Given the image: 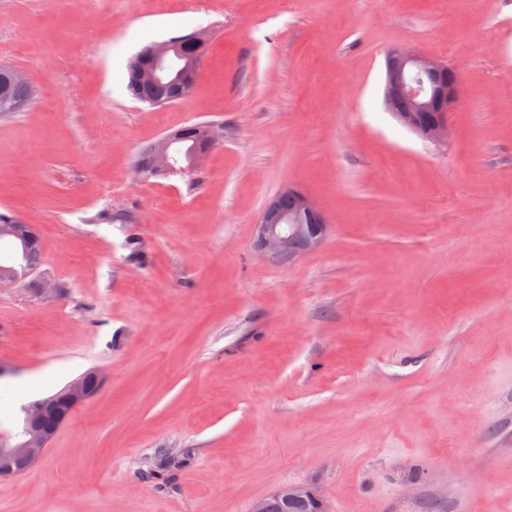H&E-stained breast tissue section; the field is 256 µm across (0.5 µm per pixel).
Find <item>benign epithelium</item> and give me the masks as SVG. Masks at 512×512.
<instances>
[{
    "mask_svg": "<svg viewBox=\"0 0 512 512\" xmlns=\"http://www.w3.org/2000/svg\"><path fill=\"white\" fill-rule=\"evenodd\" d=\"M208 33L198 30L192 35L195 52L182 53L178 42L165 40L155 43L147 64L141 72L142 81L149 84H166L176 93L195 86ZM396 76L384 85V102L389 112L421 140L441 143L450 135L449 113L459 103L461 80L458 71L446 62L416 52L412 49L394 48L387 57ZM209 146L219 143L222 127L216 124L196 126ZM180 138L172 133L160 137L156 146L157 169L189 172L203 160L204 154L191 149L188 163L177 168L171 161L173 145ZM288 194L296 197V207L286 211L280 199ZM328 224L318 203L309 195L293 189H283L267 201L254 225L256 247L270 260L292 261L297 257L295 243L304 244L307 252L319 249L326 237ZM36 234L34 225L19 231L14 227L0 230V237L17 240L12 247ZM95 385L83 378L66 385L58 395L30 402L25 409V426L15 434L0 436V477H13L28 471L44 455L58 430L74 412L96 396L102 384L97 371L91 372ZM288 506H312L313 512H328L324 500L307 486H285L272 493Z\"/></svg>",
    "mask_w": 512,
    "mask_h": 512,
    "instance_id": "7a95c632",
    "label": "benign epithelium"
}]
</instances>
